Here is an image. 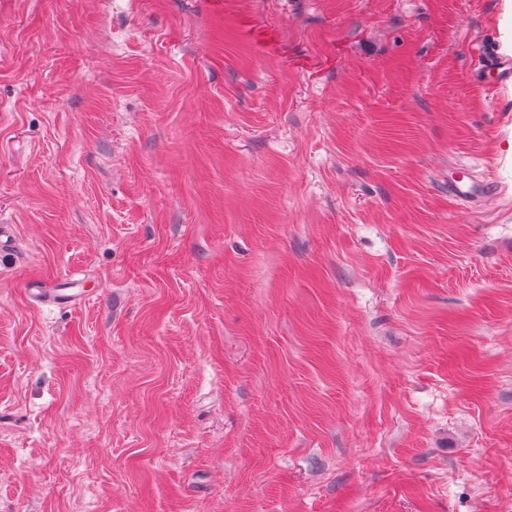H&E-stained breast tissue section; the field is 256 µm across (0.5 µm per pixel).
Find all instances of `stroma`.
<instances>
[{
  "label": "stroma",
  "instance_id": "stroma-1",
  "mask_svg": "<svg viewBox=\"0 0 512 512\" xmlns=\"http://www.w3.org/2000/svg\"><path fill=\"white\" fill-rule=\"evenodd\" d=\"M504 58L512 0H0V512H512Z\"/></svg>",
  "mask_w": 512,
  "mask_h": 512
}]
</instances>
